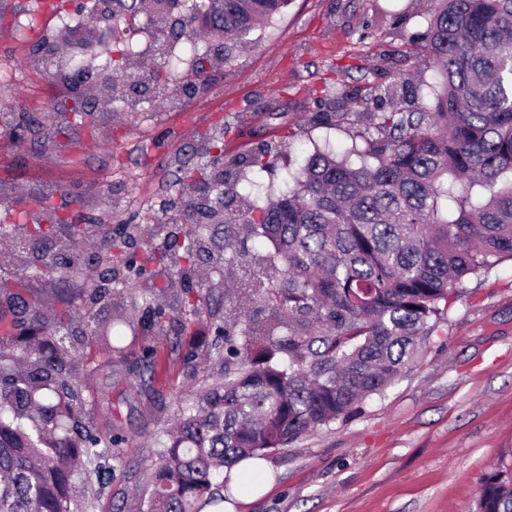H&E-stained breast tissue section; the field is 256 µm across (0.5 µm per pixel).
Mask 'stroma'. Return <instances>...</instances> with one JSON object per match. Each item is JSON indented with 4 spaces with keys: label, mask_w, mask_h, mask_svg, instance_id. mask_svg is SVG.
I'll use <instances>...</instances> for the list:
<instances>
[{
    "label": "stroma",
    "mask_w": 512,
    "mask_h": 512,
    "mask_svg": "<svg viewBox=\"0 0 512 512\" xmlns=\"http://www.w3.org/2000/svg\"><path fill=\"white\" fill-rule=\"evenodd\" d=\"M427 0H290L255 30L231 60L199 82L174 78L168 89L135 91L119 115L92 113L98 132L58 134L47 118L64 104L66 90L32 47L0 26V102L29 128L0 121V181L30 197L54 194L75 205L85 234L102 242L122 224H138L145 211L176 217L189 192L174 183L172 158L194 153L203 135L224 137V157L258 151L282 139L274 174L263 186L278 190L289 163L315 148L361 141L352 110L323 95L326 82L367 88L374 77L406 73L426 81L433 62L415 43L423 18L406 12ZM373 35L360 40L365 26ZM317 112L333 113L328 124ZM183 291L168 289L163 344L128 335L122 352L90 342L75 353L87 417L126 440L121 461L101 480L77 484L82 512H140L146 470L158 441L185 399L221 381L224 361L211 346L215 328L201 310L192 329L176 315ZM265 460L272 485L239 512H470L483 479L512 480V260L496 263L469 293L445 310L397 381L366 399L346 420L318 429Z\"/></svg>",
    "instance_id": "obj_1"
}]
</instances>
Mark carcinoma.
<instances>
[{"instance_id":"obj_1","label":"carcinoma","mask_w":512,"mask_h":512,"mask_svg":"<svg viewBox=\"0 0 512 512\" xmlns=\"http://www.w3.org/2000/svg\"><path fill=\"white\" fill-rule=\"evenodd\" d=\"M168 0H112L116 24L135 27L140 16L161 31L166 46L187 41L192 74L209 62L202 40L224 35V59L289 0H188L186 20L171 21ZM419 13L432 56L435 81L405 77L376 96L374 109L356 113L365 144L342 157L317 148L299 168L288 170L274 197L249 189L236 193L247 233L273 251L251 259L234 243L236 213L226 212L227 235L219 253L209 224L193 223L202 210L194 199L166 229L167 244L153 245L144 229V257L129 252L131 234L111 235L104 254L83 257L84 225L63 215L50 195L9 205L12 222L0 224V270L23 263L26 279L0 275V314L11 336L0 346V512H77L76 480L106 469L112 449L126 442L83 419L80 384L71 354L91 339L111 336L115 307L101 317V303L117 299L135 279L148 314H162L157 297L169 281L149 264L167 267L186 281L178 309L199 313L223 282L199 265H236L242 274L224 294V382L179 410L164 431L148 478L143 512H198L217 502L215 475L242 459L262 456L307 433L356 413L363 401L391 384L416 355L421 337L433 332L440 304L466 293L498 261L512 260V0H433ZM105 64L103 103L122 101L114 82L165 86L179 59L169 54L143 76L131 69L134 46L115 37L100 46ZM74 43L53 63L56 81L73 85L83 70ZM92 108L73 91L71 126H85ZM224 148L216 140L199 160H174L179 182L229 207L241 169L272 173L271 146L215 172L202 157ZM77 278L80 305L48 320L31 282L62 285ZM250 299L266 306L265 317L239 310ZM475 512H512V482L486 476Z\"/></svg>"}]
</instances>
